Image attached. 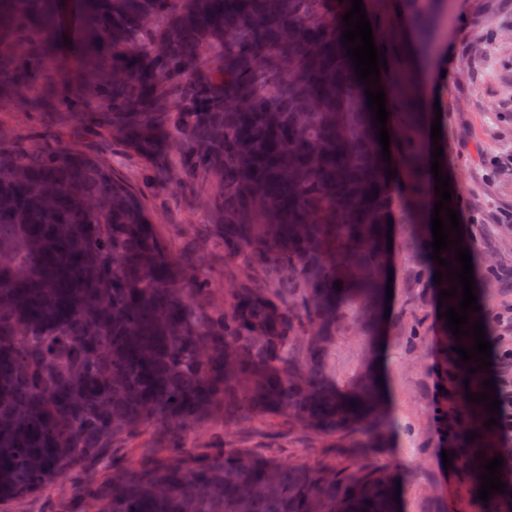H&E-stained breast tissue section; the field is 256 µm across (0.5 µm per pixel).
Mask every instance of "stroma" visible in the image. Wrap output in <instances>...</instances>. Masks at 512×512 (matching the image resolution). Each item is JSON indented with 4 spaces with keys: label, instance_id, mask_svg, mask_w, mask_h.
Instances as JSON below:
<instances>
[{
    "label": "stroma",
    "instance_id": "35a3bbf8",
    "mask_svg": "<svg viewBox=\"0 0 512 512\" xmlns=\"http://www.w3.org/2000/svg\"><path fill=\"white\" fill-rule=\"evenodd\" d=\"M451 22L439 24L432 45L404 48L405 29L386 40L389 71L407 64L412 51L439 57L451 51L439 99L440 143L448 154L450 191L460 213L462 243L472 256L484 316L512 309V170L502 160L512 157V0H452ZM77 121L69 114L38 116L15 105H0V126L49 137H64ZM212 192L200 178L185 186L161 188L148 207L161 233L172 245L203 267L214 288L228 272L224 246L212 233L215 216L208 203ZM409 225L392 227L393 297L374 356L385 382L384 428L360 427L320 437L284 421L215 419L197 429L186 447L205 452L212 431L223 430L234 447L274 462L306 466L335 463L353 471L378 470L400 482L404 512H500L501 501H480L466 471L444 468L443 446L436 432L434 370L447 350L448 332L437 318L434 282L418 279L421 261ZM494 276H487L486 267ZM421 335L410 339L412 325ZM366 452H357V445Z\"/></svg>",
    "mask_w": 512,
    "mask_h": 512
}]
</instances>
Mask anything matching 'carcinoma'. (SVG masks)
Wrapping results in <instances>:
<instances>
[{"label":"carcinoma","instance_id":"obj_1","mask_svg":"<svg viewBox=\"0 0 512 512\" xmlns=\"http://www.w3.org/2000/svg\"><path fill=\"white\" fill-rule=\"evenodd\" d=\"M350 0H0V101L42 93L79 134L147 168L0 128V512L71 478L72 512H402L385 472L204 454L75 475L153 427L171 448L221 417L317 435L380 416L373 361L342 379L336 328L370 340L387 303L386 224L433 253L431 165L413 76L391 75L399 197L341 37ZM448 0H408L423 35ZM97 108L88 112L89 106ZM213 180L238 269L224 302L159 233L155 177ZM341 282V288L335 282ZM89 146L108 161L116 157V160L121 165L120 171L129 179L135 181L139 177L141 163L137 158L127 155L120 148L112 146V144L105 140L94 141Z\"/></svg>","mask_w":512,"mask_h":512}]
</instances>
